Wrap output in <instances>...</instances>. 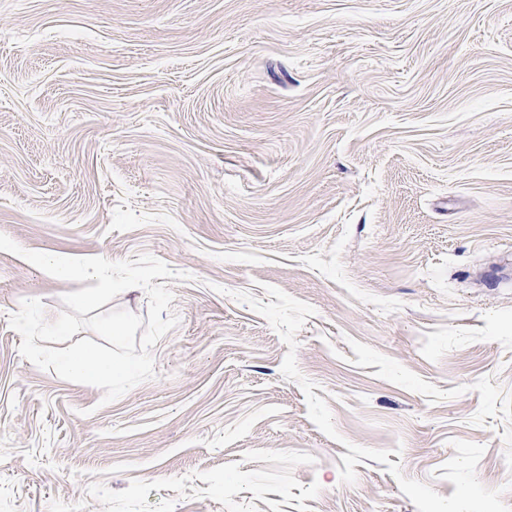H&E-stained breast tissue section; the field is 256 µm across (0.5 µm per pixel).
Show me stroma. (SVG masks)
Wrapping results in <instances>:
<instances>
[{
	"label": "stroma",
	"instance_id": "obj_1",
	"mask_svg": "<svg viewBox=\"0 0 512 512\" xmlns=\"http://www.w3.org/2000/svg\"><path fill=\"white\" fill-rule=\"evenodd\" d=\"M0 233L188 275L106 404L0 251V512H512V0H0Z\"/></svg>",
	"mask_w": 512,
	"mask_h": 512
}]
</instances>
